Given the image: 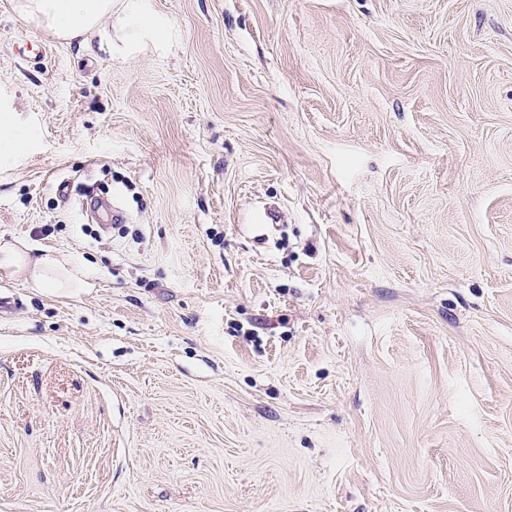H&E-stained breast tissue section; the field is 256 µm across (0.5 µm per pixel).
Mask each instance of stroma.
Instances as JSON below:
<instances>
[{"label": "stroma", "mask_w": 512, "mask_h": 512, "mask_svg": "<svg viewBox=\"0 0 512 512\" xmlns=\"http://www.w3.org/2000/svg\"><path fill=\"white\" fill-rule=\"evenodd\" d=\"M147 5L0 0V512H512V0ZM15 8L56 38L83 47H94L112 56V17L121 40L136 43L162 41L164 21L149 14L145 0H15ZM26 244L21 241H0V270L24 279L29 287L40 292L67 293L70 288H87L84 278L68 269L59 256L46 255L30 262Z\"/></svg>", "instance_id": "35a3bbf8"}]
</instances>
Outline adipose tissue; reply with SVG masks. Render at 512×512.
I'll list each match as a JSON object with an SVG mask.
<instances>
[{"label": "adipose tissue", "mask_w": 512, "mask_h": 512, "mask_svg": "<svg viewBox=\"0 0 512 512\" xmlns=\"http://www.w3.org/2000/svg\"><path fill=\"white\" fill-rule=\"evenodd\" d=\"M15 7L56 38L96 48L106 56L114 48L113 31H120L128 43L159 42L167 32L164 21L148 13L146 0H15ZM0 270L40 292L66 293L86 286L60 257L29 261L21 241H0Z\"/></svg>", "instance_id": "1"}]
</instances>
